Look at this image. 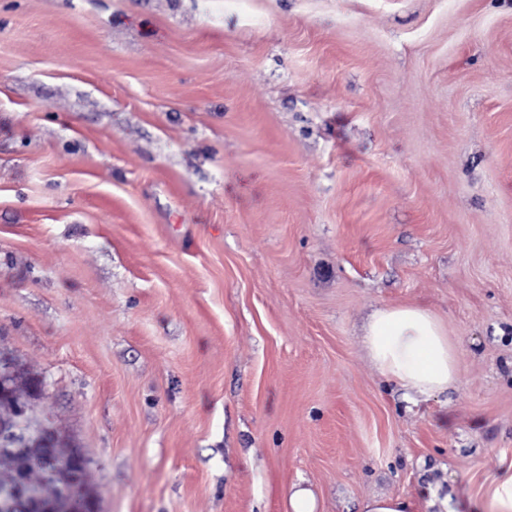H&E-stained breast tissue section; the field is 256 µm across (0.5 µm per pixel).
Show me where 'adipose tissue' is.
<instances>
[{"label":"adipose tissue","instance_id":"ef3b65f1","mask_svg":"<svg viewBox=\"0 0 512 512\" xmlns=\"http://www.w3.org/2000/svg\"><path fill=\"white\" fill-rule=\"evenodd\" d=\"M363 340L377 371L406 392L444 391L457 379L456 350L441 322L423 307L376 309Z\"/></svg>","mask_w":512,"mask_h":512}]
</instances>
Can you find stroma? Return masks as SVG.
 Instances as JSON below:
<instances>
[{"label": "stroma", "instance_id": "stroma-1", "mask_svg": "<svg viewBox=\"0 0 512 512\" xmlns=\"http://www.w3.org/2000/svg\"><path fill=\"white\" fill-rule=\"evenodd\" d=\"M401 305L448 390L370 361ZM0 355L97 512H481L512 468V0H0ZM362 336L377 371L406 392L432 394L456 382L455 347L441 322L423 307L378 308ZM410 503L402 498L374 496L363 503L361 512H410Z\"/></svg>", "mask_w": 512, "mask_h": 512}]
</instances>
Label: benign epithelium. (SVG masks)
Segmentation results:
<instances>
[{"mask_svg":"<svg viewBox=\"0 0 512 512\" xmlns=\"http://www.w3.org/2000/svg\"><path fill=\"white\" fill-rule=\"evenodd\" d=\"M23 370L11 358L0 356V406L11 408L10 413H0V442L16 449L35 448L51 441L60 442L50 421L43 417L40 403L44 397L42 381H33L31 395L19 403L13 394L12 380ZM9 499L0 502V509L13 512L18 502L24 503L25 512H91L92 498L75 482L63 489L60 496L46 502L37 494L18 485L8 489Z\"/></svg>","mask_w":512,"mask_h":512,"instance_id":"7a95c632","label":"benign epithelium"}]
</instances>
